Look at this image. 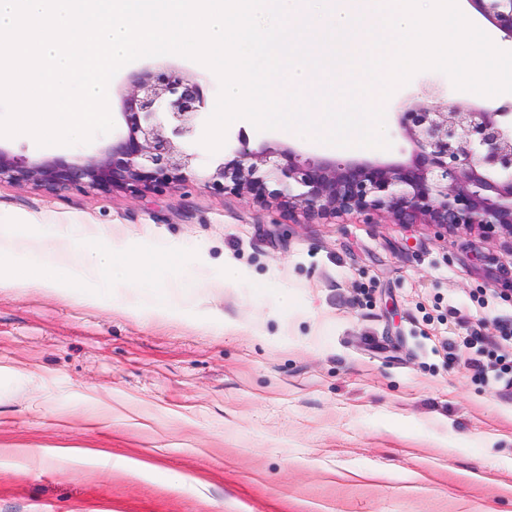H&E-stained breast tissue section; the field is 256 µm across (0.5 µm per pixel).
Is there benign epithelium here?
I'll use <instances>...</instances> for the list:
<instances>
[{
  "label": "benign epithelium",
  "mask_w": 512,
  "mask_h": 512,
  "mask_svg": "<svg viewBox=\"0 0 512 512\" xmlns=\"http://www.w3.org/2000/svg\"><path fill=\"white\" fill-rule=\"evenodd\" d=\"M503 42L512 43V0H468ZM395 105L401 135L413 145L408 163L301 159L294 149L250 147L238 134L232 159L218 161L207 186L276 201L288 217L308 220L384 211L396 224L477 227L512 240V102L496 108L448 100L432 79ZM123 131L99 155L77 162L26 161L0 149V182L49 191L163 193L189 180L197 154L188 150L205 108L200 85L157 66L123 93Z\"/></svg>",
  "instance_id": "1"
}]
</instances>
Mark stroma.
I'll use <instances>...</instances> for the list:
<instances>
[{
	"instance_id": "35a3bbf8",
	"label": "stroma",
	"mask_w": 512,
	"mask_h": 512,
	"mask_svg": "<svg viewBox=\"0 0 512 512\" xmlns=\"http://www.w3.org/2000/svg\"><path fill=\"white\" fill-rule=\"evenodd\" d=\"M386 117L387 149L247 121L226 137L408 161ZM111 141L0 148L78 161ZM194 150V176L161 194L0 183V262L35 250L61 277L86 241L182 258L165 312L121 305L122 272L109 291L0 288V512H512V394L470 365L512 360V242L383 214L295 223L214 193V155Z\"/></svg>"
}]
</instances>
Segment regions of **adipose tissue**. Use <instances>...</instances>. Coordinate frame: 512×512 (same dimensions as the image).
<instances>
[{
    "mask_svg": "<svg viewBox=\"0 0 512 512\" xmlns=\"http://www.w3.org/2000/svg\"><path fill=\"white\" fill-rule=\"evenodd\" d=\"M180 261L179 252L169 246L156 247L146 262L99 246L81 264L71 267L64 278L57 279L48 274L44 257L38 252L29 251L19 257L16 270L0 267V288L37 284L64 288L81 282L91 270L96 271L102 285L106 286L111 282L113 269L119 267L127 270L129 276L139 284V293L133 300L134 305L148 304L162 309L166 306V297L154 288L153 282L157 273L178 265Z\"/></svg>",
    "mask_w": 512,
    "mask_h": 512,
    "instance_id": "obj_1",
    "label": "adipose tissue"
}]
</instances>
